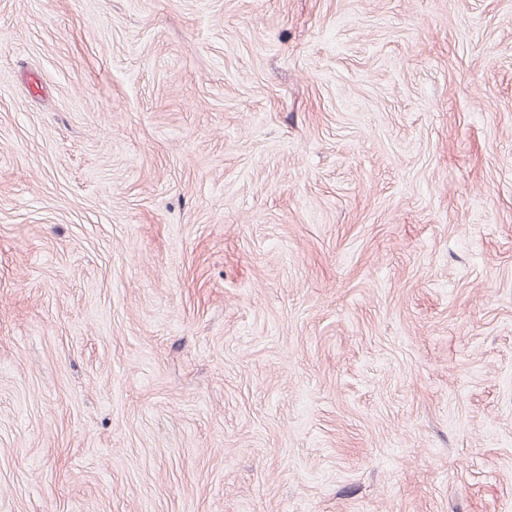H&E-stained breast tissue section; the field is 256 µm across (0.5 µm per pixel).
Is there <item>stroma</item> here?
Masks as SVG:
<instances>
[{
	"label": "stroma",
	"mask_w": 512,
	"mask_h": 512,
	"mask_svg": "<svg viewBox=\"0 0 512 512\" xmlns=\"http://www.w3.org/2000/svg\"><path fill=\"white\" fill-rule=\"evenodd\" d=\"M0 512H512V0H0Z\"/></svg>",
	"instance_id": "obj_1"
}]
</instances>
